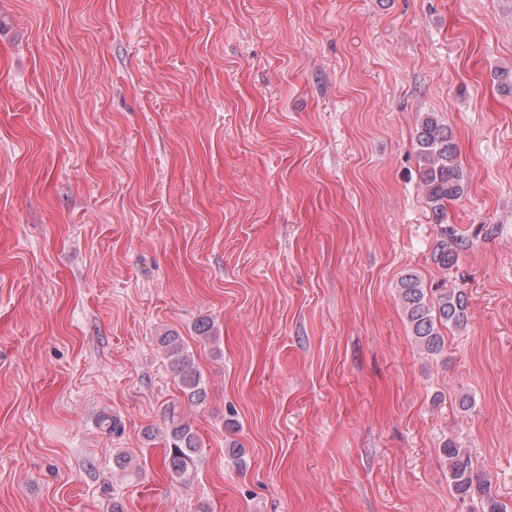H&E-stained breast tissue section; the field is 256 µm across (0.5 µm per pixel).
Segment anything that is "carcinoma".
Wrapping results in <instances>:
<instances>
[{
    "mask_svg": "<svg viewBox=\"0 0 512 512\" xmlns=\"http://www.w3.org/2000/svg\"><path fill=\"white\" fill-rule=\"evenodd\" d=\"M415 139L420 159L419 184L432 223L436 225L431 259L446 271L457 266L472 247V240L448 224V204L465 195L467 175L458 160L452 129L435 114L420 117ZM399 294L411 336L430 354H437L444 347L441 328L461 329L467 324L468 296L462 288H449L442 283L429 292L422 280L410 273L400 280ZM159 344L183 396L191 404L204 403L207 392L203 375L182 337L168 332L159 337ZM165 415L168 428L164 465L181 484L187 485L193 481L201 458V442L192 426L178 415L175 406L168 407ZM442 453L448 461L449 486L460 499L489 493L487 479L475 470L469 451L458 441L448 439Z\"/></svg>",
    "mask_w": 512,
    "mask_h": 512,
    "instance_id": "obj_1",
    "label": "carcinoma"
}]
</instances>
